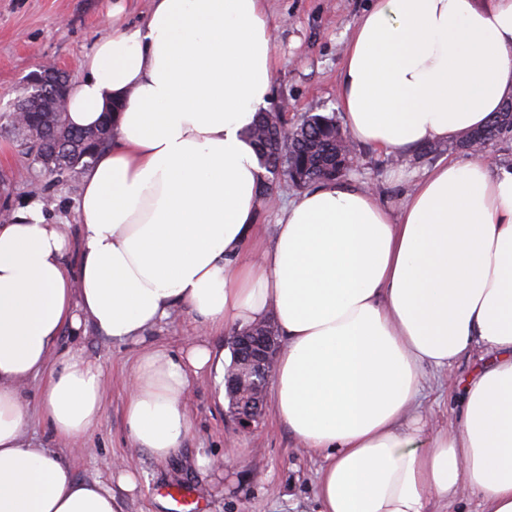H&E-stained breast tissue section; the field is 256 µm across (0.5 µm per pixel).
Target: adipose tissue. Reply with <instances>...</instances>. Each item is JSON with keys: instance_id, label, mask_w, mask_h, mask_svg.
<instances>
[{"instance_id": "1", "label": "adipose tissue", "mask_w": 512, "mask_h": 512, "mask_svg": "<svg viewBox=\"0 0 512 512\" xmlns=\"http://www.w3.org/2000/svg\"><path fill=\"white\" fill-rule=\"evenodd\" d=\"M264 0H151L146 22L86 55L67 112L111 145L80 180L81 234L36 201L0 224V512H120L113 486L79 480L61 453L23 440L20 385L56 439L104 411L102 367L51 357L90 321L115 343L184 308L201 334L181 354L145 346L125 404L138 447L163 462L195 422L185 399L215 368L209 335L275 316L272 397L289 431L323 454L320 512H430L463 492L512 512V164L449 158L399 210L363 185L320 182L256 244L260 166L246 131L271 97ZM355 141L408 154L483 126L512 98V0H371L337 85ZM77 265H69L70 249ZM480 358L457 421L426 434L428 369Z\"/></svg>"}]
</instances>
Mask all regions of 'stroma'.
I'll return each instance as SVG.
<instances>
[{
    "label": "stroma",
    "instance_id": "1",
    "mask_svg": "<svg viewBox=\"0 0 512 512\" xmlns=\"http://www.w3.org/2000/svg\"><path fill=\"white\" fill-rule=\"evenodd\" d=\"M368 0H265L273 23L278 65L269 111L295 123L307 113L341 118L336 96L343 47ZM113 0H0V113L12 111L31 73L44 63L60 64L70 81L83 75L91 47L111 33L113 24H144L150 0H124L120 15ZM457 142L426 144L410 152L406 164L369 145L356 147V165L346 182L369 185L379 202L399 209L426 169L448 157H466ZM80 178H49L24 154L8 128L0 127V212L13 215L37 197H48L49 223L63 224L77 238ZM198 331L192 315L181 311L159 323L149 336L170 351L182 350ZM81 351L104 369L107 389L104 413L87 434L62 446L78 478L109 480L104 459H119L138 473L136 493L114 487L122 512H171L169 493L189 494L190 512H318V473L324 458L302 448L267 409L251 432H241L229 408L219 406L208 382H193L186 406L195 430L168 461L155 462L137 448L127 430L124 409L129 381L141 352L134 343L120 344L92 324L78 334L63 331L58 352ZM478 359L461 362L452 374L429 376L421 401L429 427L447 429L457 417L459 395L454 379L478 368ZM207 466H199V459Z\"/></svg>",
    "mask_w": 512,
    "mask_h": 512
}]
</instances>
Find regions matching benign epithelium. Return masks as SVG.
<instances>
[{
    "instance_id": "1",
    "label": "benign epithelium",
    "mask_w": 512,
    "mask_h": 512,
    "mask_svg": "<svg viewBox=\"0 0 512 512\" xmlns=\"http://www.w3.org/2000/svg\"><path fill=\"white\" fill-rule=\"evenodd\" d=\"M28 85L44 96L59 100L60 111H66L69 80L64 71L52 64L44 65L29 77ZM232 344L238 368L225 375L224 387L232 401L238 428L248 432L265 409V394L274 372L280 341L267 322L236 331Z\"/></svg>"
}]
</instances>
